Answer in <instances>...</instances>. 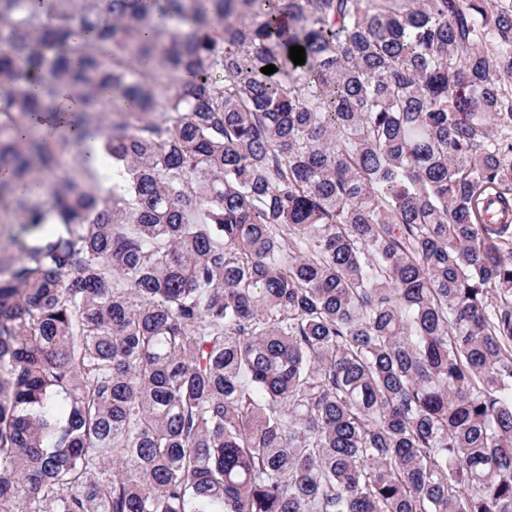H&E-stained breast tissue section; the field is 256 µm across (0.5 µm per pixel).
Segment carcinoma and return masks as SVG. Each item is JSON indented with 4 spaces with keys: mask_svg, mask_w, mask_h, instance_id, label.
I'll use <instances>...</instances> for the list:
<instances>
[{
    "mask_svg": "<svg viewBox=\"0 0 512 512\" xmlns=\"http://www.w3.org/2000/svg\"><path fill=\"white\" fill-rule=\"evenodd\" d=\"M489 199L512 0H0V512H512Z\"/></svg>",
    "mask_w": 512,
    "mask_h": 512,
    "instance_id": "carcinoma-1",
    "label": "carcinoma"
}]
</instances>
